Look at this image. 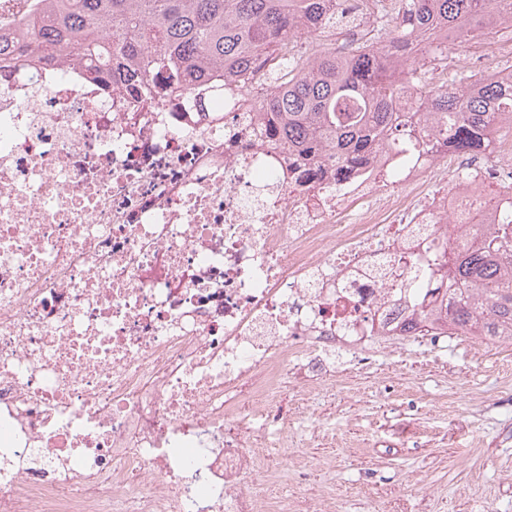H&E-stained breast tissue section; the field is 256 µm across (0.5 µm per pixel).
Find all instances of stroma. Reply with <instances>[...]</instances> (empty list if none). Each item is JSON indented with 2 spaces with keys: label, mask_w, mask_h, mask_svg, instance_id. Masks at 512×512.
<instances>
[{
  "label": "stroma",
  "mask_w": 512,
  "mask_h": 512,
  "mask_svg": "<svg viewBox=\"0 0 512 512\" xmlns=\"http://www.w3.org/2000/svg\"><path fill=\"white\" fill-rule=\"evenodd\" d=\"M336 380L300 395L288 370L282 405L323 433L275 448L276 489L312 486L338 512H512V345L452 335L440 347L399 341L366 368L337 360ZM332 457V471L317 470ZM311 469L309 485L297 470Z\"/></svg>",
  "instance_id": "35a3bbf8"
}]
</instances>
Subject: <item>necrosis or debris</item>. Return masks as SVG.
<instances>
[{"label": "necrosis or debris", "instance_id": "obj_1", "mask_svg": "<svg viewBox=\"0 0 512 512\" xmlns=\"http://www.w3.org/2000/svg\"><path fill=\"white\" fill-rule=\"evenodd\" d=\"M0 69V512H336L278 495L292 366L446 335L449 247L487 239L512 142L303 170L257 112Z\"/></svg>", "mask_w": 512, "mask_h": 512}]
</instances>
